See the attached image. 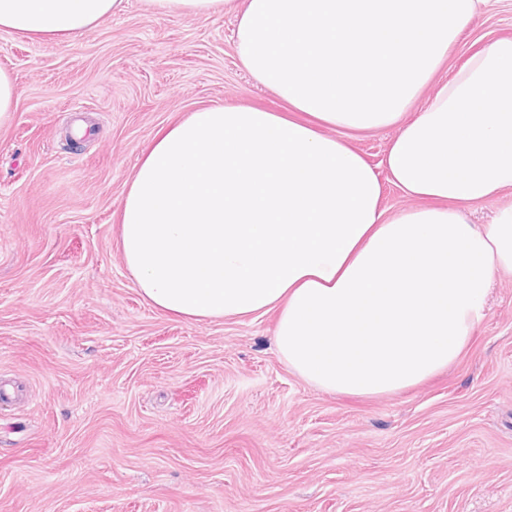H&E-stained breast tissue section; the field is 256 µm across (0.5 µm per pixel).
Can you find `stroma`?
I'll return each instance as SVG.
<instances>
[{
	"mask_svg": "<svg viewBox=\"0 0 512 512\" xmlns=\"http://www.w3.org/2000/svg\"><path fill=\"white\" fill-rule=\"evenodd\" d=\"M234 15L143 0L73 38L0 32V512H512V275L469 347L401 393L305 383L275 313L202 322L141 296L118 248L130 177L189 112L283 103ZM512 37L494 0L449 60ZM16 106L15 84L12 74L0 69V127L7 126Z\"/></svg>",
	"mask_w": 512,
	"mask_h": 512,
	"instance_id": "35a3bbf8",
	"label": "stroma"
}]
</instances>
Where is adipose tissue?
Returning <instances> with one entry per match:
<instances>
[{
  "label": "adipose tissue",
  "mask_w": 512,
  "mask_h": 512,
  "mask_svg": "<svg viewBox=\"0 0 512 512\" xmlns=\"http://www.w3.org/2000/svg\"><path fill=\"white\" fill-rule=\"evenodd\" d=\"M158 16L237 17L243 68L288 106L213 105L135 167L123 263L140 294L194 320L275 312L278 354L319 390L414 387L460 357L512 273V38L471 54L427 103L487 0H145ZM123 0H0V30L70 37ZM436 81V80H435ZM398 127L370 163L343 137ZM416 200L385 214L384 183ZM509 202H512V196L506 195L479 204L464 205L463 212L474 224H489L498 209Z\"/></svg>",
  "instance_id": "ef3b65f1"
}]
</instances>
